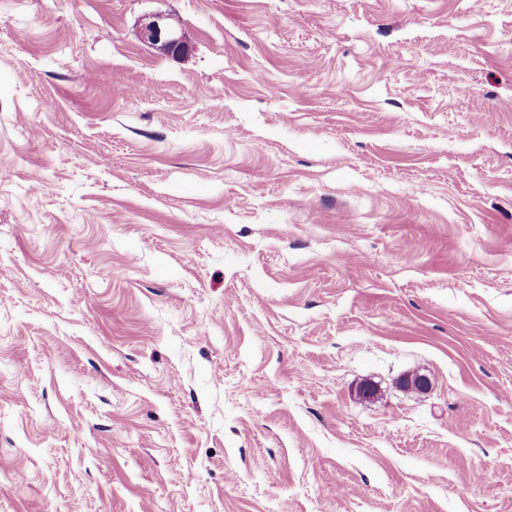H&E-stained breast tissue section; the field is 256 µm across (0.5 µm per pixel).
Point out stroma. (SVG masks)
Listing matches in <instances>:
<instances>
[{"mask_svg": "<svg viewBox=\"0 0 512 512\" xmlns=\"http://www.w3.org/2000/svg\"><path fill=\"white\" fill-rule=\"evenodd\" d=\"M0 512H512V0H0ZM142 38L152 46L162 44L168 50L169 56L178 58L188 52V44L182 35L165 23L153 21L149 23L142 32Z\"/></svg>", "mask_w": 512, "mask_h": 512, "instance_id": "1", "label": "stroma"}]
</instances>
